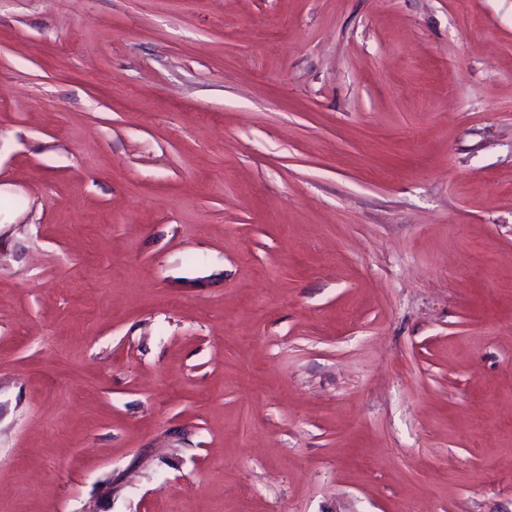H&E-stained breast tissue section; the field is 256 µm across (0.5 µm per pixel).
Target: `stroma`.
Segmentation results:
<instances>
[{"label":"stroma","instance_id":"1","mask_svg":"<svg viewBox=\"0 0 512 512\" xmlns=\"http://www.w3.org/2000/svg\"><path fill=\"white\" fill-rule=\"evenodd\" d=\"M0 512H512V0H0Z\"/></svg>","mask_w":512,"mask_h":512}]
</instances>
